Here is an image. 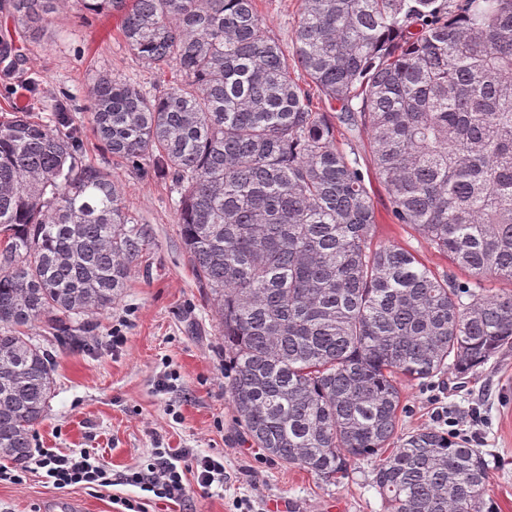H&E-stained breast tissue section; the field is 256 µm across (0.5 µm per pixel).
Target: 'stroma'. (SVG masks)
<instances>
[{
    "instance_id": "1",
    "label": "stroma",
    "mask_w": 512,
    "mask_h": 512,
    "mask_svg": "<svg viewBox=\"0 0 512 512\" xmlns=\"http://www.w3.org/2000/svg\"><path fill=\"white\" fill-rule=\"evenodd\" d=\"M269 34L290 48L301 0H255ZM25 64L12 74L0 69V116H10L13 89L31 78L48 105L65 103L67 117L83 141L85 163L106 168L145 236L140 257L122 299L94 315L91 331L60 340L33 326L29 334L53 355L55 387L32 445L56 453L93 448L117 483L95 493L82 487L59 490L43 473L23 483L0 482V512H121V499L140 496L121 483L156 448H190L224 459L223 488L203 490L188 481L181 503L152 498L148 512H237L244 501L251 512H270L272 502L287 512H386L373 485L374 463L357 462L347 478L325 485L296 466L268 458L239 436L230 397L224 391V339L214 308L195 280L182 243L176 194L152 167L137 170L115 159L98 142L91 123L89 89L96 76L110 72L150 92L167 81L135 58L114 15H91L68 0L54 25L25 44ZM376 214L375 241L412 251L431 271L450 272L446 255L435 251L412 228L394 223L384 186L367 176ZM123 336L113 346L111 335ZM400 432L442 426L445 416L476 431L490 481L485 499L494 512H512V348L474 371L465 384L453 374L429 390L402 385Z\"/></svg>"
}]
</instances>
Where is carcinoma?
<instances>
[{"mask_svg":"<svg viewBox=\"0 0 512 512\" xmlns=\"http://www.w3.org/2000/svg\"><path fill=\"white\" fill-rule=\"evenodd\" d=\"M68 0H0L19 37ZM171 71L153 93L105 72L94 133L178 194L181 235L224 337V390L246 441L335 484L376 456L388 512H484L483 451L430 427L398 435L401 382L464 379L512 347V0H301L292 57L254 0H80ZM299 68L367 131L399 224L461 279L375 244L360 161L336 146ZM0 119V458L28 457L54 365L24 329L112 307L142 229L55 105L25 82Z\"/></svg>","mask_w":512,"mask_h":512,"instance_id":"1","label":"carcinoma"}]
</instances>
